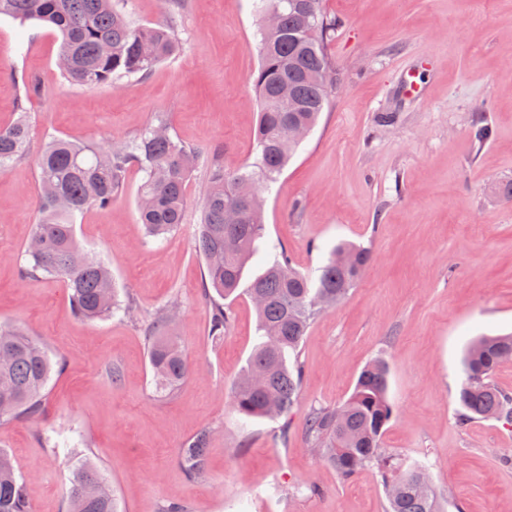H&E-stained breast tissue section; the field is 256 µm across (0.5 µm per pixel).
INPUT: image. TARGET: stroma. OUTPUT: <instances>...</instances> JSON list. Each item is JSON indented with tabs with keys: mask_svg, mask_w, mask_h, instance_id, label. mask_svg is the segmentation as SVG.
Masks as SVG:
<instances>
[{
	"mask_svg": "<svg viewBox=\"0 0 512 512\" xmlns=\"http://www.w3.org/2000/svg\"><path fill=\"white\" fill-rule=\"evenodd\" d=\"M138 23L175 13L180 52L145 78L94 88L65 83L51 25L0 17V125L16 118L35 79L24 159L0 174V323L21 324L64 368L41 411L0 420V450L26 482L31 512H68L70 470L91 456L119 512H385L376 472L345 480L307 445L311 409L351 394L362 368L388 363L395 416L383 446L425 463L449 512H512V425L462 421V356L477 336L512 333V0H324L341 26L328 52L340 82L265 199L266 235L294 266L322 265L341 240L367 247L371 265L303 340L301 396L286 420H243L232 390L257 341L256 312L232 299L222 340L209 334L205 265L196 246L203 172L187 186L185 220L159 242L138 223L142 175L105 209L76 218L85 249L110 266L131 316L82 321L66 288L21 279L39 219L37 159L47 136L127 141L167 113L173 136L220 148L225 170L251 161L259 64L250 0H126ZM423 91H404L410 72ZM384 112L394 124L379 123ZM490 138L477 143L475 126ZM179 301L174 324L191 365L158 393L145 323ZM210 431L208 470L181 468L183 445Z\"/></svg>",
	"mask_w": 512,
	"mask_h": 512,
	"instance_id": "obj_1",
	"label": "stroma"
}]
</instances>
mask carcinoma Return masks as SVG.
<instances>
[{
	"label": "carcinoma",
	"instance_id": "cac0c4a2",
	"mask_svg": "<svg viewBox=\"0 0 512 512\" xmlns=\"http://www.w3.org/2000/svg\"><path fill=\"white\" fill-rule=\"evenodd\" d=\"M124 0H0V17L41 21L61 34L58 63L64 80L95 87L124 78L145 76L181 45L174 14L158 23H136L127 16ZM258 17L260 62L252 80L259 121L253 161L232 172L224 170L215 152L182 144L170 134L167 116L131 141L96 147L50 136L38 158L40 219L25 248L24 278H53L69 290L74 315L93 320L121 304L109 266L80 247L76 215L106 208L121 194L127 173L143 174L138 193L140 223L157 237L184 222L186 186L193 173L206 174L200 200L197 246L206 266L205 297L209 333L220 337L232 315L224 301L237 290L246 264L265 235L264 205L251 206L239 197L243 180L262 187L278 181L299 144L288 139V123L314 128L336 87V65L328 44L340 22L327 16L322 0H252ZM296 93L299 107L291 111L283 86ZM29 82L17 105L18 117L0 126V173L27 152L29 112L24 100L36 92ZM370 264V252L349 242L336 245L315 276L295 269L286 247H270L265 270L249 283L246 294L257 315V342L233 388L235 411L245 419H279L299 397L302 371L290 358L313 319L326 307L339 305ZM177 305L160 311L144 326L156 389L169 393L190 373V365L168 324ZM512 360V335L481 336L463 356L458 390L461 419H498L512 423V393L493 382L505 361ZM63 364L20 324H0V419L37 414L53 370ZM394 417L388 397V367L381 358L361 370L350 396L333 408L312 410L305 440L319 457L350 479L365 468L378 469L386 491L387 512H443L429 471L407 469L383 448L382 439ZM210 434L201 431L180 451L184 472L195 478L207 473ZM69 512H116L112 490L98 468L86 458L72 465ZM0 512H30L24 482L12 458L0 451Z\"/></svg>",
	"mask_w": 512,
	"mask_h": 512
}]
</instances>
